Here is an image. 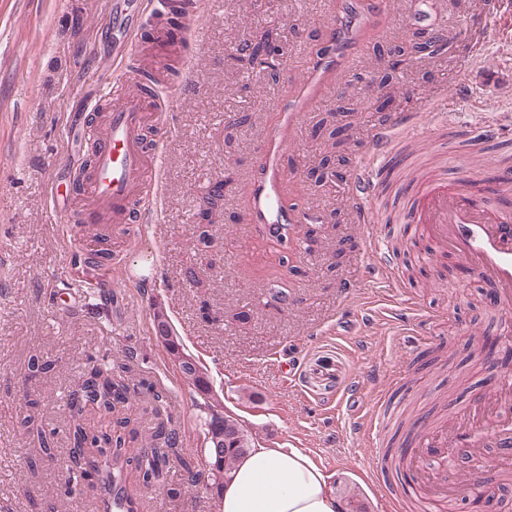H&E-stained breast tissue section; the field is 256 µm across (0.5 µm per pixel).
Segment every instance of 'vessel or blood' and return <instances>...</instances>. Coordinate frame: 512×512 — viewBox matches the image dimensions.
I'll list each match as a JSON object with an SVG mask.
<instances>
[{"mask_svg": "<svg viewBox=\"0 0 512 512\" xmlns=\"http://www.w3.org/2000/svg\"><path fill=\"white\" fill-rule=\"evenodd\" d=\"M395 6V0H337L336 16L326 26L324 49L311 63L308 81L278 98V120L262 138L255 173L247 185L249 221L261 225L269 237H277L282 226L293 228L311 219L309 213L289 210L281 203L289 139L305 112L341 92L343 76L355 68L367 40L383 33V22ZM498 10V0H478L479 28L464 39L468 53L478 49L481 25ZM129 78L131 90L113 105L103 125L92 128L97 152L83 180L80 218L83 225L94 229L135 219V202L144 191L143 176L156 164L162 143L161 138L146 136L155 125L154 108L140 75L133 72ZM416 129L405 112L388 115L376 126L366 151L347 175L344 206L352 223H376L374 201L389 171L404 164L403 147L410 144ZM399 221L426 227L437 248L448 250L473 276L495 288L503 310L512 309V205H490L480 193L429 177L420 184L416 200L403 208ZM471 448L502 449L498 471L512 473L511 403L501 404L498 414L483 424L455 430L445 449L413 448L411 469H435L442 480H454L457 452Z\"/></svg>", "mask_w": 512, "mask_h": 512, "instance_id": "b4317fda", "label": "vessel or blood"}]
</instances>
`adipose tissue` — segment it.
Wrapping results in <instances>:
<instances>
[{
	"label": "adipose tissue",
	"instance_id": "ef3b65f1",
	"mask_svg": "<svg viewBox=\"0 0 512 512\" xmlns=\"http://www.w3.org/2000/svg\"><path fill=\"white\" fill-rule=\"evenodd\" d=\"M218 498L220 512H341L326 474L295 448H250Z\"/></svg>",
	"mask_w": 512,
	"mask_h": 512
}]
</instances>
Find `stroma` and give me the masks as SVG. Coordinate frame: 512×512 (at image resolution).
I'll return each instance as SVG.
<instances>
[{
  "mask_svg": "<svg viewBox=\"0 0 512 512\" xmlns=\"http://www.w3.org/2000/svg\"><path fill=\"white\" fill-rule=\"evenodd\" d=\"M411 9L426 21L412 25L394 16L342 92L361 105L345 154L357 160L381 120L369 102L378 53L422 31L442 37L449 54L399 66L389 109L410 112L449 91L448 113H427L423 123L432 129L452 121L461 137L446 147L422 142L407 164L464 186L481 183L496 176L504 155L512 156V140L476 133L490 112L512 126V0H502L475 62L463 58L459 40L475 0H411ZM331 10L330 0H263L256 11L248 0H204L200 19L182 25L174 39L159 36L144 15L140 51L172 67L157 89L158 100L170 103L161 115L170 133L160 147V194L156 204H143L142 224L113 232L110 259L97 268L86 260L92 235L61 225L51 185L79 174L90 147L88 121L111 101L129 66L113 61L105 33L112 0H0V507L37 512L50 502L57 512H99L86 490L92 477L76 480L70 472L68 398L91 361L104 359L130 364L152 385L113 414L130 420L134 439L126 455L152 448L157 390L179 441L153 487L129 475L139 512H219L216 493L191 486L180 464L184 457L203 464L210 412L156 339L158 309L206 373L219 413L237 419L252 444L302 450L342 502L359 501L366 512H394L388 493L401 480L393 475L379 484L372 472L388 444L407 436L397 421L403 409L418 401L435 418L465 412L479 396L495 395L499 376L512 372V356L498 352L504 336L490 288L455 257L430 250L414 225L395 223L413 195L404 170L378 195L374 228L397 259L398 286L364 251L366 230L350 223L342 207L344 182L317 186L309 179L332 151L318 123L335 100L303 117L288 143L287 180L290 201L336 213L337 223L313 225L308 248L289 267L279 263L281 248L248 223L243 180L264 115L286 85L305 75ZM267 29L276 48L270 67L240 62L239 47ZM219 181L224 201L208 227L214 244L203 252L195 234L200 202ZM105 277L112 280L108 304L88 296L75 311L56 308L54 292ZM351 279L360 288L347 296L342 286ZM278 288L287 290V303L272 301ZM473 334L497 349L482 367L465 361ZM440 351L451 354L452 369L429 367ZM34 353L55 367L32 379L27 362ZM355 381L362 411L373 419L366 436L352 430L343 401ZM28 416L54 441L52 458L34 470L29 461L38 440L20 425ZM110 417L90 407L83 423L95 430ZM171 487L180 497H168Z\"/></svg>",
  "mask_w": 512,
  "mask_h": 512,
  "instance_id": "obj_1",
  "label": "stroma"
}]
</instances>
